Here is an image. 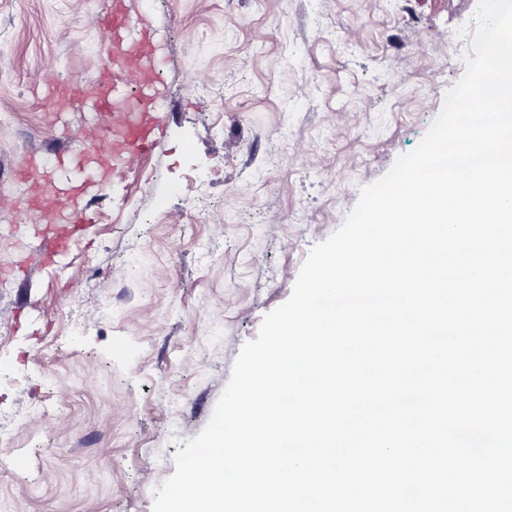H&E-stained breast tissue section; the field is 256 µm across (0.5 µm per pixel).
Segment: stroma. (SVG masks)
I'll list each match as a JSON object with an SVG mask.
<instances>
[{
  "label": "stroma",
  "mask_w": 512,
  "mask_h": 512,
  "mask_svg": "<svg viewBox=\"0 0 512 512\" xmlns=\"http://www.w3.org/2000/svg\"><path fill=\"white\" fill-rule=\"evenodd\" d=\"M105 0H0V512H152L242 345L310 249L413 150L464 72L477 0H139L160 148L111 170L52 261L16 202L29 156L101 139Z\"/></svg>",
  "instance_id": "stroma-1"
}]
</instances>
